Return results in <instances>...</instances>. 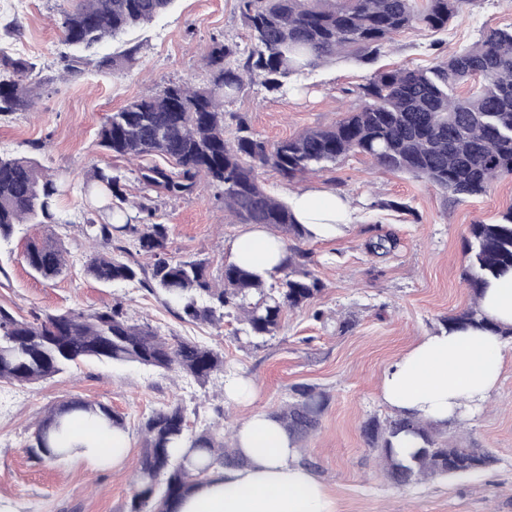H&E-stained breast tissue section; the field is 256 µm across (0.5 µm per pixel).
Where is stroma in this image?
<instances>
[{"mask_svg": "<svg viewBox=\"0 0 512 512\" xmlns=\"http://www.w3.org/2000/svg\"><path fill=\"white\" fill-rule=\"evenodd\" d=\"M59 5L60 0H14L13 8L0 11V51L33 63L41 81L33 110L0 116V153L36 159L70 183V192L59 201L68 224L56 231L67 251V271L51 282L33 274L23 251L43 231L21 226L0 245V306L30 319L122 302L135 322L158 328L169 341L190 339L223 352L225 375L250 377L257 399L249 408L226 402L225 375L200 383L97 360L36 384L1 382L0 512H128L144 457L141 427L153 411L178 404L186 410L190 433L227 432L249 409L277 412L291 387L302 384L328 397L301 455L326 485L336 512H512V342L488 406L465 425L443 428L464 446L491 451L496 462L489 470L399 489L385 479L362 432L368 419L392 415L378 396L383 371L418 337L443 329L445 316L470 303L462 280L468 264L463 241L470 224L494 222L512 205V178L498 181L486 195L459 201L410 175L380 169L362 155L339 158L323 171L294 180L262 168V186L280 200L318 188L346 196L352 204L353 221L344 234L299 242L311 253L308 268L322 282V293L313 305L284 312L278 334L258 345L237 339L232 317L218 327L182 320L161 295L141 284L104 285L87 274L90 248L82 225L90 207L81 186L93 166L109 164L126 177L127 205L140 202L130 162L101 148L98 130L108 114L168 83L208 85L205 55L213 42L250 44L239 2L175 0L152 23L105 40L75 74L62 70V57L73 50L62 40ZM510 26L512 0H472L446 30L407 29L375 61L337 58L291 77L285 94L253 81L225 101V135L233 137L243 122L273 145L308 128L333 125L361 106L358 87L377 69L432 67L471 45L483 30ZM128 42L139 44L140 51L123 72L97 67L98 56L118 52ZM152 198L159 222L170 228L168 255L205 260L210 280L221 284L231 243L242 229L231 221L223 200L204 186L181 197L156 192ZM401 202L409 204V211L398 210ZM385 233L398 237V249L382 258L370 255L366 242ZM317 309L322 319H314ZM346 318L353 325L344 330L340 322ZM77 399L101 403L125 419L130 450L121 465L96 470L33 455L37 423Z\"/></svg>", "mask_w": 512, "mask_h": 512, "instance_id": "1", "label": "stroma"}]
</instances>
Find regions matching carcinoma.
<instances>
[{
	"label": "carcinoma",
	"mask_w": 512,
	"mask_h": 512,
	"mask_svg": "<svg viewBox=\"0 0 512 512\" xmlns=\"http://www.w3.org/2000/svg\"><path fill=\"white\" fill-rule=\"evenodd\" d=\"M62 39L77 51H88L105 38L148 24L165 14L174 0H62ZM470 0H239L249 29L251 50L245 65L230 58L237 47L213 42L207 54L210 85L193 88L172 82L160 91L135 99L110 113L98 133L99 145L118 157L139 161L135 180L143 193L135 215L114 203L123 200L122 175L112 167H96L83 192L96 210L122 220L98 224L88 219L84 237L101 247L89 256L88 273L108 284L138 282L156 289L180 318L219 324L235 313L238 333L250 343L274 337L283 312L307 306L322 292L309 270V253L289 248L288 262L269 284L233 262L224 265L220 287L207 278L200 260L168 256L169 227L154 221L151 193L180 197L201 181L215 189L234 221L264 224L296 239L306 236L287 204L261 185L258 169L271 166L290 180L321 171L348 154L370 157L380 168L409 174L456 199L485 195L502 178L512 177V29H488L473 44L445 61L420 69L403 65L383 69L359 86L362 106L344 113L336 124L305 130L270 147L241 123L233 139L224 137V99L236 94L245 78L264 76L270 91H287L284 79L341 53L378 57L393 36L410 27L440 31ZM139 46L121 59L107 56L100 68L117 72L132 61ZM8 75L0 77V115L27 111L35 104L41 81L22 59H6ZM482 80L479 89L459 95L456 87ZM164 159L167 165L153 162ZM67 191L60 173L47 175L26 157L0 154V243L20 224L39 225L49 234L28 244L24 259L40 278L50 281L67 267L64 251L50 230L68 224L59 209ZM398 239L378 235L366 244L376 257L393 253ZM469 265L463 279L471 304L444 323L457 329L479 328L512 339V327L494 324L479 298L489 284L512 270V205L491 224H472L464 243ZM147 256L151 264H139ZM87 359L138 364L184 374L199 382L224 372L221 352L188 340L175 343L147 324L134 322L117 302L94 311H64L32 321L0 308V381L28 385L51 379ZM327 396L311 385H296L280 411L273 414L297 445L317 429ZM74 410L94 414L115 429H126L122 416L107 406L75 400L51 410L34 432L31 450L52 460L51 448ZM146 448L134 478L129 512H167L171 500L185 494L204 473L174 449L184 443L206 452L212 462L230 464L229 444L210 430L187 433L180 405L159 409L144 424ZM411 434L422 445L408 457L398 456L392 439ZM363 434L376 451L379 466L397 488L448 477L479 473L495 462L485 448H468L444 436L431 422L373 417Z\"/></svg>",
	"instance_id": "carcinoma-1"
}]
</instances>
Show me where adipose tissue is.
<instances>
[{"mask_svg":"<svg viewBox=\"0 0 512 512\" xmlns=\"http://www.w3.org/2000/svg\"><path fill=\"white\" fill-rule=\"evenodd\" d=\"M288 204L309 237L335 238L351 224L346 197L323 189L294 193ZM234 263L262 279L285 264V242L261 224L245 225L231 246ZM481 305L489 318L512 327V272L491 280ZM504 359L498 335L447 329L419 337L382 374L381 400L403 418L438 424L462 421L483 410L497 390ZM235 465H208L200 485L170 502L169 512H336L323 482L301 461L298 448L270 414L253 411L237 424ZM129 437L97 417L68 415L56 451L65 460L95 468L118 465Z\"/></svg>","mask_w":512,"mask_h":512,"instance_id":"obj_1","label":"adipose tissue"}]
</instances>
